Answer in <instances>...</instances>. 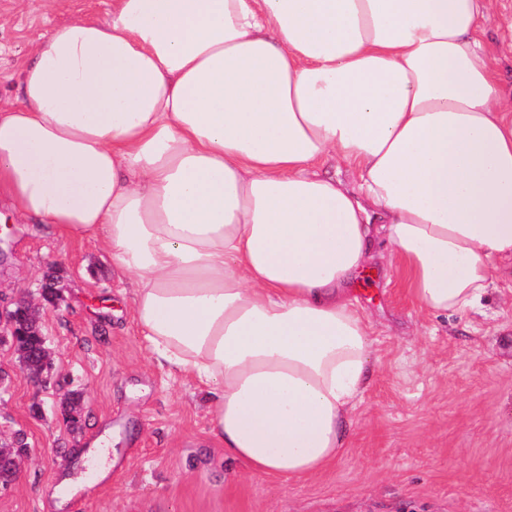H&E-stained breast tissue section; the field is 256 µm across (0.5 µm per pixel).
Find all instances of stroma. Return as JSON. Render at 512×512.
Masks as SVG:
<instances>
[{
    "label": "stroma",
    "instance_id": "1",
    "mask_svg": "<svg viewBox=\"0 0 512 512\" xmlns=\"http://www.w3.org/2000/svg\"><path fill=\"white\" fill-rule=\"evenodd\" d=\"M110 0H0V97H19L20 63L53 26L105 20ZM481 27L512 82V0ZM58 307L41 319L55 353L30 382L0 341V434L30 454L0 512H512V280L493 275L480 311L433 316L409 295L381 245L350 290L374 325L369 383L348 446L322 473L283 481L225 457L195 383L153 361L132 318L133 291L99 241L55 236L0 199V288ZM84 396L78 429L57 406ZM111 432L112 469L94 443Z\"/></svg>",
    "mask_w": 512,
    "mask_h": 512
}]
</instances>
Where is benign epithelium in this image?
<instances>
[{
  "label": "benign epithelium",
  "instance_id": "benign-epithelium-1",
  "mask_svg": "<svg viewBox=\"0 0 512 512\" xmlns=\"http://www.w3.org/2000/svg\"><path fill=\"white\" fill-rule=\"evenodd\" d=\"M45 311V303L18 301L12 310L0 308V334L12 338L14 351L22 370L30 381L38 386L46 385L51 378L54 364V353L41 336L40 320ZM31 336L40 337V342L30 346L26 340ZM83 412L82 400L74 401L68 397L62 403L63 420L75 425ZM17 438L9 444L0 443V470L8 473V477L0 479V491L10 488L16 481L22 462L27 455L19 452Z\"/></svg>",
  "mask_w": 512,
  "mask_h": 512
}]
</instances>
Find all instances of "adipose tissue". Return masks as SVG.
Returning a JSON list of instances; mask_svg holds the SVG:
<instances>
[{
    "label": "adipose tissue",
    "mask_w": 512,
    "mask_h": 512,
    "mask_svg": "<svg viewBox=\"0 0 512 512\" xmlns=\"http://www.w3.org/2000/svg\"><path fill=\"white\" fill-rule=\"evenodd\" d=\"M496 5L112 0L23 62L0 188L98 236L227 456L317 474L367 387L373 324L348 284L377 239L437 315L479 309L512 263V98L480 26Z\"/></svg>",
    "instance_id": "obj_1"
}]
</instances>
